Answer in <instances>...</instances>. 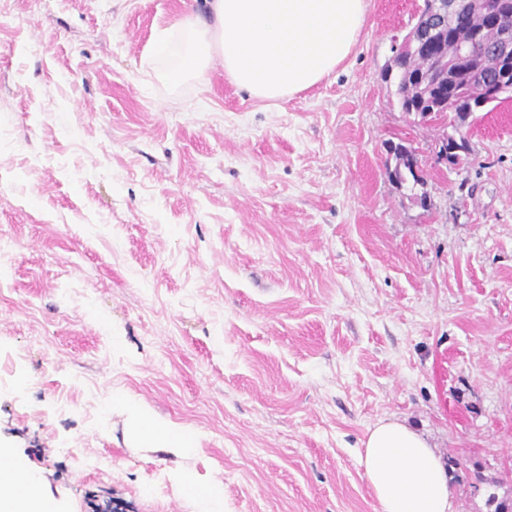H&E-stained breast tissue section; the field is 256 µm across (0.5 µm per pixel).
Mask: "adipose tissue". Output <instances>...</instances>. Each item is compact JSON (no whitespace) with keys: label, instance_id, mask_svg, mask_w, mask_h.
<instances>
[{"label":"adipose tissue","instance_id":"1","mask_svg":"<svg viewBox=\"0 0 512 512\" xmlns=\"http://www.w3.org/2000/svg\"><path fill=\"white\" fill-rule=\"evenodd\" d=\"M365 0H201V5L162 31L156 48L178 41L175 63L162 78L201 80L214 64L258 100H285L331 75L359 41ZM144 438L175 454H190L189 431L137 409ZM0 450V512H48L33 477L17 471ZM379 512H457L440 456L406 424L379 421L360 457Z\"/></svg>","mask_w":512,"mask_h":512}]
</instances>
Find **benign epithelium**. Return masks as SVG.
Wrapping results in <instances>:
<instances>
[{"mask_svg": "<svg viewBox=\"0 0 512 512\" xmlns=\"http://www.w3.org/2000/svg\"><path fill=\"white\" fill-rule=\"evenodd\" d=\"M450 14L463 22L477 17L483 27L472 29L467 38L457 42L448 60L420 76L419 88L434 101L426 115L428 121L457 112L464 104L473 112L502 99L512 89V29L502 31L491 48L480 44L484 28H496L503 18L512 17V0H423L412 28L401 43L393 46L394 55L412 57L426 53L427 37L447 29ZM446 144L437 151V160L458 162L462 143L451 136Z\"/></svg>", "mask_w": 512, "mask_h": 512, "instance_id": "obj_1", "label": "benign epithelium"}]
</instances>
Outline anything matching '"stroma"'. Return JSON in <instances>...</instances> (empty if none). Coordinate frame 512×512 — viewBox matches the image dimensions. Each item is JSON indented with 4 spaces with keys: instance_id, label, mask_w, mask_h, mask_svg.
Listing matches in <instances>:
<instances>
[{
    "instance_id": "1",
    "label": "stroma",
    "mask_w": 512,
    "mask_h": 512,
    "mask_svg": "<svg viewBox=\"0 0 512 512\" xmlns=\"http://www.w3.org/2000/svg\"><path fill=\"white\" fill-rule=\"evenodd\" d=\"M421 3L366 0L353 53L273 105L219 66L158 78L194 0H0V447L57 512H198L216 481L224 512H378L383 419L452 460L459 512L512 499V100L401 112ZM117 394L197 451L147 447Z\"/></svg>"
}]
</instances>
